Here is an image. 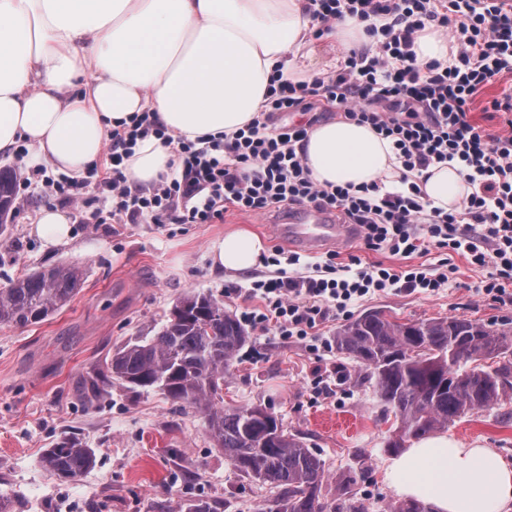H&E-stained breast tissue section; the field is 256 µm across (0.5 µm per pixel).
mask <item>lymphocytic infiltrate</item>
<instances>
[{"instance_id":"lymphocytic-infiltrate-1","label":"lymphocytic infiltrate","mask_w":512,"mask_h":512,"mask_svg":"<svg viewBox=\"0 0 512 512\" xmlns=\"http://www.w3.org/2000/svg\"><path fill=\"white\" fill-rule=\"evenodd\" d=\"M321 27L352 16L366 21L369 46L350 50L335 74L309 80H272L268 114L296 111L325 99L346 119L371 124L389 139L401 167L398 186L376 182L352 189L314 181L298 151L308 130L270 133L257 121L226 139L177 141L149 115L114 131L106 147L107 172L99 185L112 205L96 223L209 224L228 209L262 215L282 206H309L358 225L365 248L404 257L445 248L489 274L476 293L512 302V85L489 103L502 113L498 132L470 116L480 90L512 78V0H311ZM452 41L447 62L419 61L415 36L426 25ZM156 136L173 146L178 164L148 190L130 187L125 157L139 139ZM458 166L471 193L460 211L429 206L413 174L436 164ZM425 232H418V225ZM449 282L447 265L352 268L328 261L313 273L279 270L272 278L225 286L226 293L257 298L246 313L260 330L300 340L318 322L348 314L369 295L434 293Z\"/></svg>"}]
</instances>
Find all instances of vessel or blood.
I'll list each match as a JSON object with an SVG mask.
<instances>
[{
  "label": "vessel or blood",
  "instance_id": "1",
  "mask_svg": "<svg viewBox=\"0 0 512 512\" xmlns=\"http://www.w3.org/2000/svg\"><path fill=\"white\" fill-rule=\"evenodd\" d=\"M272 230L288 239L293 247L311 254L343 245L353 237L350 225L338 223L329 214L315 209L290 214L287 223L273 225Z\"/></svg>",
  "mask_w": 512,
  "mask_h": 512
}]
</instances>
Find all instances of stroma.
<instances>
[{
  "label": "stroma",
  "mask_w": 512,
  "mask_h": 512,
  "mask_svg": "<svg viewBox=\"0 0 512 512\" xmlns=\"http://www.w3.org/2000/svg\"><path fill=\"white\" fill-rule=\"evenodd\" d=\"M20 205L0 236V288L42 267L76 264L84 285L72 302L44 322L0 326V494L13 512H156L201 497L223 502L224 512H265L275 489L240 475L216 448L203 412L157 391L133 392L113 385L94 404L84 397L95 369L116 347L156 335L173 304L189 292L213 295L226 311L241 315L254 302L225 294L224 285L274 272L278 253L290 252L266 217L229 210L211 224H95L105 204L96 185L84 191L85 223L73 224L68 244L49 246L33 231L41 210L55 208L42 185L18 193ZM245 227L267 245L266 262L243 272L214 267L212 240ZM455 267L446 288L370 296L353 316L380 310L415 322L462 316L494 329L512 330V306L481 299L474 288L486 275L460 255L431 249L409 258L371 251L361 240L339 250L340 263ZM347 323L339 316L318 324L313 336L287 339L275 330H251L224 374V404L265 408L314 448L325 462V497L339 476L351 474L364 512H387L397 494L385 480L392 456L385 442L397 425L370 383H359L355 360L336 351ZM83 434L97 450L93 469L74 480H56L42 455L63 433ZM449 438L494 449L512 465V398L476 410L449 425Z\"/></svg>",
  "instance_id": "35a3bbf8"
}]
</instances>
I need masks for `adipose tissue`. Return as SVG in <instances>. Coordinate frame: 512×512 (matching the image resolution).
<instances>
[{"instance_id": "adipose-tissue-1", "label": "adipose tissue", "mask_w": 512, "mask_h": 512, "mask_svg": "<svg viewBox=\"0 0 512 512\" xmlns=\"http://www.w3.org/2000/svg\"><path fill=\"white\" fill-rule=\"evenodd\" d=\"M310 0H0V157L20 144L77 175L101 157L111 133L153 114L174 137L230 135L259 119L273 75H324L313 64ZM78 94H69L73 82ZM299 151L321 184L397 181L389 140L371 125L331 121ZM171 146L149 136L125 161L130 186L151 188L171 170ZM422 197L445 210L470 193L458 167H429ZM264 241L239 228L214 239V266L256 267ZM396 494L437 512H503L512 467L498 453L444 435L421 439L386 468Z\"/></svg>"}]
</instances>
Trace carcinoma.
<instances>
[{
    "label": "carcinoma",
    "mask_w": 512,
    "mask_h": 512,
    "mask_svg": "<svg viewBox=\"0 0 512 512\" xmlns=\"http://www.w3.org/2000/svg\"><path fill=\"white\" fill-rule=\"evenodd\" d=\"M16 176L0 169V235L16 210ZM83 270L52 265L0 288V325L26 326L46 320L75 297ZM248 334L212 296L180 298L157 335L116 349L94 372L89 392L102 398L118 382L133 391L157 390L175 402L203 409L207 429L224 458L238 472L277 489L268 512H361L356 478L336 481V499L321 501L324 462L282 422L261 407H224V370ZM336 351L365 367L362 379L375 389L399 425L387 441L398 453L407 440L445 429L466 414L504 400L500 386L512 387V334L464 317L411 323L370 311L336 334ZM481 360H493L485 367ZM44 467L69 481L96 464L80 434L69 433L46 449ZM388 512H430L416 500L394 502Z\"/></svg>",
    "instance_id": "obj_1"
}]
</instances>
